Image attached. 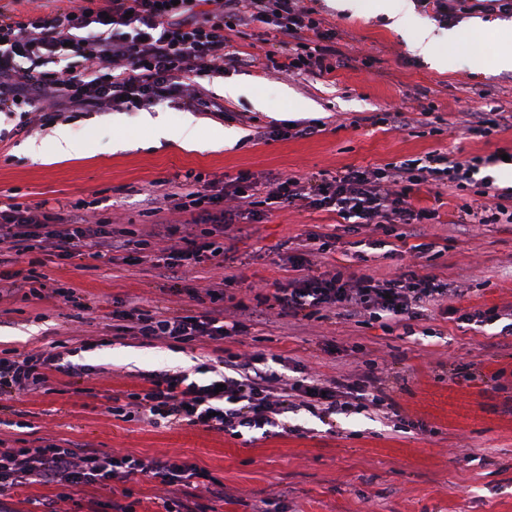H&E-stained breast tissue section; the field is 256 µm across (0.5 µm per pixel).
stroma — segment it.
Listing matches in <instances>:
<instances>
[{"label":"stroma","instance_id":"obj_1","mask_svg":"<svg viewBox=\"0 0 512 512\" xmlns=\"http://www.w3.org/2000/svg\"><path fill=\"white\" fill-rule=\"evenodd\" d=\"M323 18L335 25L344 65L330 75L279 78L258 67H243L211 79L207 88L224 102L223 118L199 114L209 134H225L233 146L187 147L178 140L148 146L152 133L139 112L76 113L67 124L83 154L58 157L50 130L12 135L13 121L0 115L9 132L0 153V193L20 200L59 204L98 200L103 212L119 217V230L138 234L154 220L146 200L160 181L177 174L202 173L216 182L241 172L262 181L279 176L307 178L335 173L345 166H382L437 152L455 161L512 153V129L483 138L462 123L465 112L512 109V71L498 70L496 58L512 49V35L487 40L486 65L474 72L470 44L458 39L437 46L455 64L441 72L414 56L408 41L414 28L433 23L431 10L414 8L407 29L395 31L383 16L340 10L333 0H317ZM370 55L365 68L361 55ZM253 88L264 101L225 98V82ZM306 107L298 125L319 121V132L305 138L256 139L257 128L276 127L278 115L293 102ZM400 108L420 121L403 132L372 124L373 116ZM128 135L141 146L124 152L113 140ZM41 147L39 158L25 151ZM473 191L448 189L441 198L420 192L414 205L437 209L427 241L441 255L433 271L449 287L464 288L447 308H433L414 321L412 333L361 327L340 319L287 318L273 326H252L241 336L243 348L264 353L269 365L286 373L310 367L327 378L354 373L358 362L386 357L385 384L400 406L350 410L332 424L299 413L289 415V431L252 441L200 429L168 430L115 419L107 411L113 394L133 391L140 373L153 369L194 371L209 349L182 351L115 336L114 301L162 305L174 312L190 301L173 294V281L160 278L151 262L130 255L107 264L94 258L80 265L47 264L45 274L77 289L90 306L87 317L50 304L22 299L0 302V354L37 351L53 340L75 348L77 363L100 367L87 379L57 383L55 391L0 399V440L47 437L89 443L104 451L125 449L140 458H184L224 486L223 497L204 498L205 512H512V334L503 322L474 324L463 316L492 307H512V224H482L462 234L456 204ZM250 239L225 240L233 252L247 253L245 264L227 265L239 294L251 285L286 275L283 258L300 252L312 226L335 232L337 241L323 257L326 264L383 281L398 271L382 246L360 244L335 212L287 207L261 221L242 215ZM95 346L83 347L85 335Z\"/></svg>","mask_w":512,"mask_h":512}]
</instances>
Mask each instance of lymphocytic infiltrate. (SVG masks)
<instances>
[{
    "label": "lymphocytic infiltrate",
    "mask_w": 512,
    "mask_h": 512,
    "mask_svg": "<svg viewBox=\"0 0 512 512\" xmlns=\"http://www.w3.org/2000/svg\"><path fill=\"white\" fill-rule=\"evenodd\" d=\"M336 28L320 17L313 0H0V114L18 115L16 132H29L65 112L132 111L171 101L212 116H222L204 80L226 68L262 65L279 76L325 75L339 67ZM273 38L278 49L257 57L246 40ZM68 54L70 64L56 68L55 59ZM500 155L475 156L452 162L428 155L382 167H346L317 180L288 176L264 185L247 173L224 186L197 174L168 180L156 204L185 219L157 224L143 239L115 232L111 218L99 217L88 202L72 203L67 214L44 204L18 201L16 194L0 200V299L23 293L25 298L80 311L86 303L75 289L64 288L36 269H6L7 257L23 261L34 252L51 261L90 256L108 262L136 251L162 261L178 273L191 264L209 263L223 269L228 261L224 238L242 213L262 217L274 206L327 209L352 221L354 230L392 225L411 226L398 234L392 256L406 259L404 271L377 281L342 267L319 270L306 255L288 260L291 274L273 286H260L252 302L227 300L223 289L203 287L180 276L177 294L197 302V312L181 315L153 306L119 303L112 311L117 332L179 349L212 346L209 366L214 380L197 382L189 374L154 370L143 374L139 391L113 396L107 411L123 421L167 429L200 428L242 436L243 432L277 427L282 416L304 411L332 415L355 407L387 405L391 396L373 369L356 378L322 379L314 371L291 378L257 366L258 352L225 350L246 323L333 315L359 324L388 320L397 325L419 319L426 307L448 298L449 288L418 263L429 246L422 243L423 224L438 212L412 203L420 190L476 188L481 204L463 202L457 224H512V208L502 192L480 171ZM415 244H408V237ZM67 362L58 342L49 350L0 358V398L48 390L55 374L83 373ZM157 480L163 512H196L179 497L183 487L208 493L204 471L173 457L145 460L115 450L100 452L88 444L60 445L49 438L24 448H0V497L20 483L54 484L56 494L42 500L37 512H69L75 488L117 485L136 476Z\"/></svg>",
    "instance_id": "obj_1"
}]
</instances>
